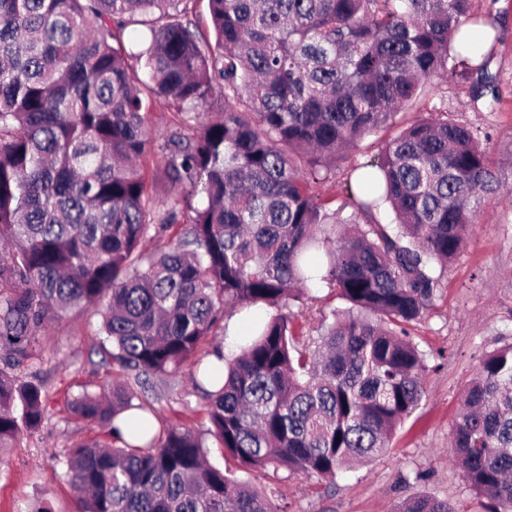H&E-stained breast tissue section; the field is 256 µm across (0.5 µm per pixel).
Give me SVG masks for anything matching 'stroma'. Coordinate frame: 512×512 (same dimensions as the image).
<instances>
[{
    "instance_id": "1",
    "label": "stroma",
    "mask_w": 512,
    "mask_h": 512,
    "mask_svg": "<svg viewBox=\"0 0 512 512\" xmlns=\"http://www.w3.org/2000/svg\"><path fill=\"white\" fill-rule=\"evenodd\" d=\"M496 8L500 20L491 39L490 70L499 79L500 102L495 111H477L469 104V86L448 78V110L459 122L490 135L488 151L503 191L480 210L474 233L463 251L447 266L434 270L439 283L424 318L408 336L425 357L426 396L421 406L397 427L386 453L340 474L334 482L289 473L234 468L237 479L257 487L282 512H395L409 498L428 495L448 501L455 512H485V498L460 476L451 458L450 431L460 408L461 393L480 358L512 342V0H472L474 14ZM376 147L362 142L336 160L328 177L316 186L336 205L348 203L346 182L353 168L373 159ZM337 291L324 283L311 285L301 301L292 303L293 324L302 344L319 336L332 309L345 308ZM272 314L264 306L228 307L221 327L209 337L225 353L237 352L247 340L250 323ZM41 357L33 361L47 391L48 419L37 433L22 434L13 448L0 450V512H79L81 502L69 484L66 456L76 443L97 429L72 416L66 405L79 394L99 392L116 379L99 347L105 337L97 308L73 312L40 330ZM154 391L162 400L160 417L207 438V459L217 467L233 461L206 435L204 401L188 370L157 379Z\"/></svg>"
}]
</instances>
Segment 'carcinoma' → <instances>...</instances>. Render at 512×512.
<instances>
[{"label":"carcinoma","mask_w":512,"mask_h":512,"mask_svg":"<svg viewBox=\"0 0 512 512\" xmlns=\"http://www.w3.org/2000/svg\"><path fill=\"white\" fill-rule=\"evenodd\" d=\"M189 2L0 0V239L13 243L0 255V448L46 421L43 384L14 370L56 315L107 300V355L140 384L195 357L225 306L263 305L276 314L254 339L209 352L192 385L231 457L332 482L385 452L426 396L406 327L436 295L433 264L461 252L499 186L443 101L358 167L353 228L336 230L313 185L447 74L494 109L490 56L465 27L498 18H473L472 0H208L212 45ZM131 22L146 27L134 49L120 39ZM158 97L186 114L159 145L175 190L163 211L139 166ZM212 101L220 115L199 121ZM180 220L168 249L144 252ZM313 280L349 307L303 351L282 308ZM68 409L112 437L70 453L82 512H278L127 383ZM450 447L487 512H512V343L480 359ZM395 512L452 510L417 496Z\"/></svg>","instance_id":"cac0c4a2"}]
</instances>
